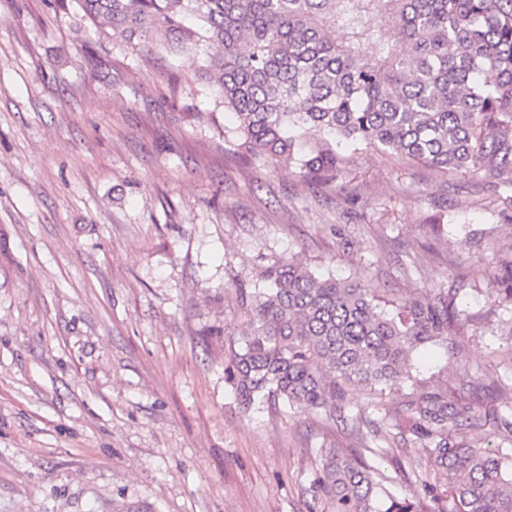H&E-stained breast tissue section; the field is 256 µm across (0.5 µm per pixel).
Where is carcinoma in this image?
I'll list each match as a JSON object with an SVG mask.
<instances>
[{"label":"carcinoma","mask_w":512,"mask_h":512,"mask_svg":"<svg viewBox=\"0 0 512 512\" xmlns=\"http://www.w3.org/2000/svg\"><path fill=\"white\" fill-rule=\"evenodd\" d=\"M93 23L133 39L153 32L190 46L236 127L244 157L336 176L344 151L374 150L447 175L512 171V0H76ZM347 30L346 40L330 30ZM375 55L361 57L358 38ZM248 292L251 331L231 350L224 380L249 411L280 402L345 421L350 390L397 403L356 421L361 438H413L445 492L424 478L404 497L378 499L375 472L330 448L313 480L319 512H512V448L490 451L466 408L418 374L413 351L448 340L466 319L454 302L422 293L382 300L355 281L318 276L292 258ZM494 293L512 302V259Z\"/></svg>","instance_id":"1"}]
</instances>
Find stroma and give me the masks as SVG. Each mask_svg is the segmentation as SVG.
I'll use <instances>...</instances> for the list:
<instances>
[{
    "mask_svg": "<svg viewBox=\"0 0 512 512\" xmlns=\"http://www.w3.org/2000/svg\"><path fill=\"white\" fill-rule=\"evenodd\" d=\"M193 52L95 26L76 0H0V512H317L319 451L410 479L322 413L239 409V294L291 256L379 296L453 298L461 354L413 362L500 443L512 313L502 176L379 152L314 179L241 160ZM494 293L503 300L512 302V251L510 260L500 264V272L494 276Z\"/></svg>",
    "mask_w": 512,
    "mask_h": 512,
    "instance_id": "35a3bbf8",
    "label": "stroma"
}]
</instances>
